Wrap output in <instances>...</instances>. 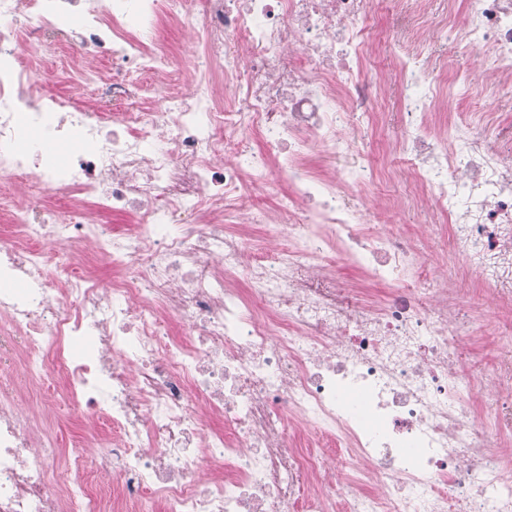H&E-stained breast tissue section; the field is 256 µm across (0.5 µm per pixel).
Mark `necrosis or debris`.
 <instances>
[{"mask_svg": "<svg viewBox=\"0 0 512 512\" xmlns=\"http://www.w3.org/2000/svg\"><path fill=\"white\" fill-rule=\"evenodd\" d=\"M394 10L404 31L378 71L373 0H0V357L26 350V381L60 379L113 432L59 462L1 391L0 512H512L497 443L512 324L477 317L472 297L478 280L512 302V125L492 107L512 97V0ZM162 17L191 35V93L171 88ZM439 33L478 54L489 102L443 134L434 117L471 75L438 81ZM80 52L111 67L70 74L91 108L41 88ZM389 93L408 204L448 228L444 279L402 232L374 230L363 195L378 173L351 127ZM73 132L84 146L57 166ZM104 211L133 223H93ZM102 262L118 276L94 277ZM344 265L385 286L380 305ZM491 328L493 361L469 369L467 337Z\"/></svg>", "mask_w": 512, "mask_h": 512, "instance_id": "necrosis-or-debris-1", "label": "necrosis or debris"}]
</instances>
